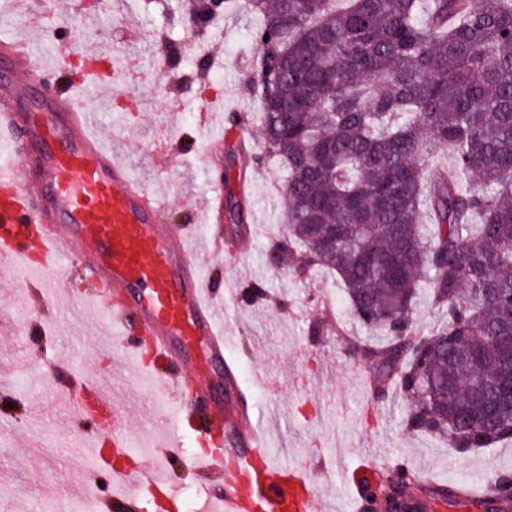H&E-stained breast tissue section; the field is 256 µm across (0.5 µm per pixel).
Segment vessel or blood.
<instances>
[{
  "label": "vessel or blood",
  "instance_id": "vessel-or-blood-1",
  "mask_svg": "<svg viewBox=\"0 0 512 512\" xmlns=\"http://www.w3.org/2000/svg\"><path fill=\"white\" fill-rule=\"evenodd\" d=\"M0 58L6 63L0 72V136L8 150L0 157V265L47 269L82 250L88 275L103 286L97 305L110 316L130 359L139 361L138 335L145 329L154 353L172 363L170 372L151 374L158 399L178 406L185 390L197 386L208 395L213 415L235 433L224 451L186 459L170 413L158 414L160 450L152 466L125 473L121 502L136 512L148 489L175 495L173 475L181 461L201 476L231 472L227 490L215 498L217 512H314L317 492L306 470L276 462L263 431L243 413L224 409L221 383L235 374L229 366L220 379L209 372L224 360L214 293L192 254L176 246L162 200L131 180L121 158L100 144L90 131L89 110L65 83L41 97L34 110L22 109V99L47 74L25 44L1 41ZM198 346L199 357L193 353ZM68 381L70 390L109 416L88 440L97 469H110L113 453L130 443L117 405L101 388L88 386L83 375L70 374ZM105 443L111 447L107 455L100 450ZM376 478L368 454L354 469L324 475L356 502L362 487Z\"/></svg>",
  "mask_w": 512,
  "mask_h": 512
}]
</instances>
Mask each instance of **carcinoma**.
I'll return each instance as SVG.
<instances>
[{
    "mask_svg": "<svg viewBox=\"0 0 512 512\" xmlns=\"http://www.w3.org/2000/svg\"><path fill=\"white\" fill-rule=\"evenodd\" d=\"M336 2L224 0L260 18L246 87L285 168L271 260L300 248L297 272L336 273L387 336L352 348L377 392L406 398L407 428L490 448L512 438V417H475L512 349V0ZM439 149L453 164L431 170ZM422 284L445 319L414 336ZM511 485L490 491L508 502Z\"/></svg>",
    "mask_w": 512,
    "mask_h": 512,
    "instance_id": "1",
    "label": "carcinoma"
}]
</instances>
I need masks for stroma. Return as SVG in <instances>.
Wrapping results in <instances>:
<instances>
[{
  "mask_svg": "<svg viewBox=\"0 0 512 512\" xmlns=\"http://www.w3.org/2000/svg\"><path fill=\"white\" fill-rule=\"evenodd\" d=\"M259 23L235 11L200 30L188 23L180 0H111L105 11L93 0H25L21 7L0 0V38L32 37L31 50L44 65L63 70V39L100 54L109 75L87 74L69 86L132 176L154 187L183 179L181 194L165 200L167 221L183 229L215 288L224 354L238 368L229 400L257 420H275L271 446L317 482V508L331 503L350 512L321 470L368 450L379 471H416L438 488L435 496L415 492L420 512H453L442 489L478 483L487 471L512 473V442L458 453L409 430L402 397L376 398L371 368L350 354L347 338L366 330L335 276L269 263L286 223L283 171L260 138L261 104L244 88L259 52ZM128 60L137 62V75L128 74ZM206 101L212 128L233 116L246 131L242 139L229 131L220 154L199 131ZM224 181L235 204L214 224L199 204ZM92 289L78 255L50 275L26 269L17 280L12 269L0 268V512H49L75 481L68 451L83 444L84 429L75 402L61 391L69 370L111 378L125 395L130 440L153 433L154 391L125 368L120 338L100 347L95 334L111 325L86 300ZM225 488L224 477L185 470L177 496L161 500L168 512H204Z\"/></svg>",
  "mask_w": 512,
  "mask_h": 512,
  "instance_id": "35a3bbf8",
  "label": "stroma"
}]
</instances>
